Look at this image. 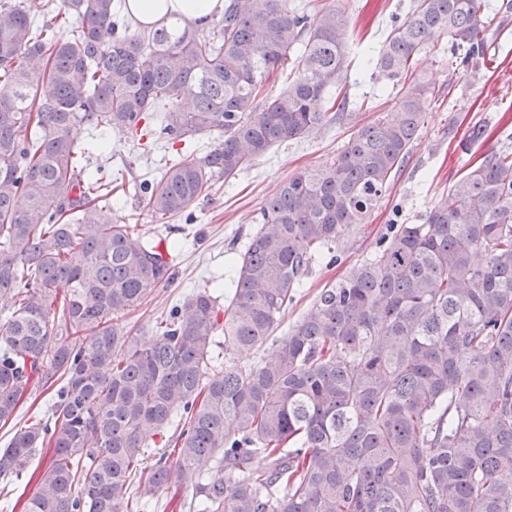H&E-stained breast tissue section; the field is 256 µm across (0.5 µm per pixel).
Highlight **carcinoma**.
<instances>
[{"label":"carcinoma","mask_w":512,"mask_h":512,"mask_svg":"<svg viewBox=\"0 0 512 512\" xmlns=\"http://www.w3.org/2000/svg\"><path fill=\"white\" fill-rule=\"evenodd\" d=\"M122 0H0V478L50 454L22 512H144L191 487L197 512H512V152L485 156L419 224L388 225L376 253L318 292L273 336L312 263L364 223L401 171L435 98L418 54L441 40L472 79L487 31L512 22L482 0H413L376 65L401 86L370 124L348 97L350 16L288 0H224L204 28L134 29ZM63 20L62 35L39 17ZM288 88L270 95L273 74ZM192 97L183 111L179 99ZM159 138L207 133L200 158L140 183L148 212L177 217L273 145L330 124L354 129L315 169L288 179L218 303L202 289L145 343L116 323L170 282L169 252L102 214L112 182L88 171L71 129ZM276 346L269 361L234 352ZM46 418L18 425L37 389ZM175 427L172 464L140 449Z\"/></svg>","instance_id":"1"}]
</instances>
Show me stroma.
Masks as SVG:
<instances>
[{
  "instance_id": "1",
  "label": "stroma",
  "mask_w": 512,
  "mask_h": 512,
  "mask_svg": "<svg viewBox=\"0 0 512 512\" xmlns=\"http://www.w3.org/2000/svg\"><path fill=\"white\" fill-rule=\"evenodd\" d=\"M351 23L348 29V77L342 82L350 102L373 100L374 110L364 111L363 121H375L396 101V91L375 67L391 16H405L412 0H341ZM490 71L470 81L455 69L446 42L421 53L419 68L439 90L432 101L405 166L387 195L359 225L344 237L342 262L316 261L304 277L300 293L279 326L280 331L301 320L321 288L342 277L350 266L371 256L388 224L418 223L430 204L446 194L453 179L490 152L512 150V26L489 36ZM484 125L488 135L470 142L474 126ZM351 128L332 124L300 141L273 146L229 181H217L208 196L195 201L186 214L168 221L152 217L140 206L137 186L159 178L175 150L157 142L135 151L126 133L109 134L110 146L93 154L92 165L104 166L120 191L114 192L107 213L114 222L135 225L144 239L163 238L173 245L177 275L170 283L151 290L146 302L119 319L122 327L151 337L156 320L190 292L222 290L235 274L231 259L257 229L255 217L277 188L305 169L319 166L349 139Z\"/></svg>"
}]
</instances>
